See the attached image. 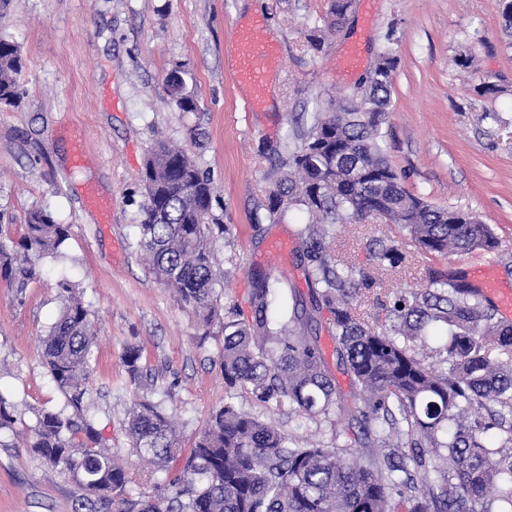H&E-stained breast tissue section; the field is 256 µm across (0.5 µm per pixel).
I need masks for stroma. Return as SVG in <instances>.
Masks as SVG:
<instances>
[{
  "label": "stroma",
  "mask_w": 512,
  "mask_h": 512,
  "mask_svg": "<svg viewBox=\"0 0 512 512\" xmlns=\"http://www.w3.org/2000/svg\"><path fill=\"white\" fill-rule=\"evenodd\" d=\"M327 0H10L0 32L21 47L24 97L0 111V212L11 220L6 242L26 233L25 216L40 207L68 225L56 257L39 261L24 290L0 278V398L15 417L0 431V512H74L77 484L35 456L30 428L38 411L64 396L42 360V340L59 317L60 282L74 285L95 334L87 404L114 456L136 472L151 466L126 433L132 398L120 353L142 349L149 377L140 393L176 411L183 450H190L227 394L221 374L224 335H202L191 311L151 272L136 248L134 226L145 203L141 173L157 139L183 148L214 187L212 213L228 228L213 241L220 303L243 302L249 273L280 281L271 312L289 317L310 290L297 248L307 220L291 211L270 223L268 191L281 156L300 143L312 115L350 94L367 66L393 44L399 64L382 126L385 155L410 191L432 203L462 206L489 224L505 256L413 254L380 273L394 294L426 285L430 272L490 266L512 289V47L501 32L498 0H376L354 5L323 51L308 37L322 24ZM259 38L278 46L263 108L249 111L251 87L234 77L238 31L255 16ZM358 46L366 65L347 73L341 59ZM182 71L200 101L195 113L170 104L167 77ZM495 85L483 95L479 81ZM398 226L370 219L349 226L333 255L365 266L373 240H396ZM263 416L300 441L332 445L324 419L274 408Z\"/></svg>",
  "instance_id": "obj_1"
}]
</instances>
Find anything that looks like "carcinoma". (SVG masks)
<instances>
[{
  "label": "carcinoma",
  "instance_id": "obj_1",
  "mask_svg": "<svg viewBox=\"0 0 512 512\" xmlns=\"http://www.w3.org/2000/svg\"><path fill=\"white\" fill-rule=\"evenodd\" d=\"M352 5L329 0V31ZM397 65L387 48L356 95L315 113L283 161L288 172L269 192L272 223L294 209L308 214L299 257L311 284L310 310L296 307L291 317L274 319L278 280L260 272L249 279L246 307L220 306L212 243L225 228L213 218L210 178L164 141L151 147L142 171L146 203L136 246L204 332L221 323L226 392L311 418L334 415L344 443H302L227 402L185 455L173 415L139 395L147 369L142 349L128 344L120 359L133 386L131 447L164 474L152 492L141 491L125 463L101 450L102 434L84 406L90 313L64 281L65 304L43 340V357L66 407L37 414L30 448L79 486L74 512H512V324L457 273L434 274L427 287L401 292L383 306V319L369 322L361 306L374 278L331 254L336 227L375 217L398 225L423 254L499 255L488 225L407 191L386 159L381 127ZM21 69L19 44L0 35V107L20 103ZM167 85L179 111L200 110L181 71H172ZM25 224L18 255L4 243L0 223V277L20 287L35 278L37 260L58 253L69 236L42 208L30 209ZM405 258L391 240L369 251L381 272ZM323 310L336 330V354L359 389L350 404L317 338L305 334L312 313ZM431 336L440 345L416 352L413 343Z\"/></svg>",
  "mask_w": 512,
  "mask_h": 512
}]
</instances>
